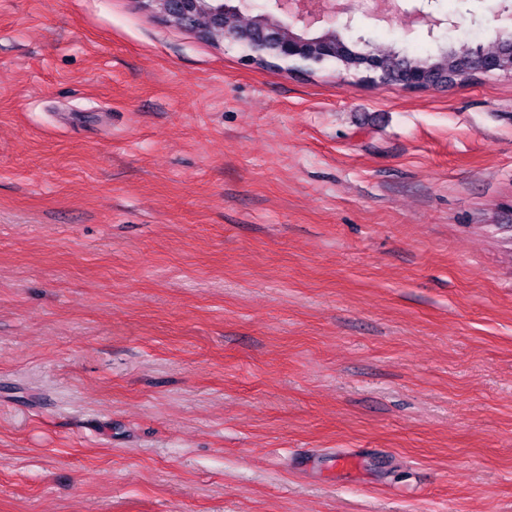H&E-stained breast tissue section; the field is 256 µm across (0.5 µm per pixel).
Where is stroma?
<instances>
[{
    "mask_svg": "<svg viewBox=\"0 0 512 512\" xmlns=\"http://www.w3.org/2000/svg\"><path fill=\"white\" fill-rule=\"evenodd\" d=\"M501 4L434 9L485 44ZM0 512H512V75L0 0ZM457 42L458 43L455 44L452 41L448 45L447 49L440 50V52L437 55L429 54L426 57L409 55L395 49L387 53L375 54L367 51L356 50L354 44H352V50L354 51V53L345 58L346 62L349 64L348 73L352 74L357 78L362 79L364 76V73L362 72V65H356V63H359L364 58L365 55L376 56L379 60L374 57H369L368 65L370 66V75L367 76V81L363 82L373 83L378 79H384L386 76L383 67L379 65V61L382 65L386 67H390L395 63L409 66L428 67L438 62L439 59H441L443 56H450L453 53L460 52L463 47L470 45L468 42L461 41L459 39L457 40Z\"/></svg>",
    "mask_w": 512,
    "mask_h": 512,
    "instance_id": "obj_1",
    "label": "stroma"
}]
</instances>
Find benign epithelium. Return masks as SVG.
<instances>
[{
	"instance_id": "7a95c632",
	"label": "benign epithelium",
	"mask_w": 512,
	"mask_h": 512,
	"mask_svg": "<svg viewBox=\"0 0 512 512\" xmlns=\"http://www.w3.org/2000/svg\"><path fill=\"white\" fill-rule=\"evenodd\" d=\"M150 13L168 15L166 4L174 8L190 24L203 11L211 13L213 24L208 34L209 41L218 43L228 40L245 51V57L259 66L271 60L292 62L305 59L313 65L336 57V46L341 36L352 26L353 18L347 10L336 8V0H321L313 5L312 0H267L269 5L259 13V23L272 31L268 38H258L249 33L231 29L228 19L251 9L249 0H224V8L210 9L209 0H140ZM404 0H366L364 14L370 18L392 22L400 15H408L413 22L427 27L428 33L451 20L440 18L430 10L432 0L406 9ZM410 91H428L429 73L424 70L411 71L397 82Z\"/></svg>"
}]
</instances>
